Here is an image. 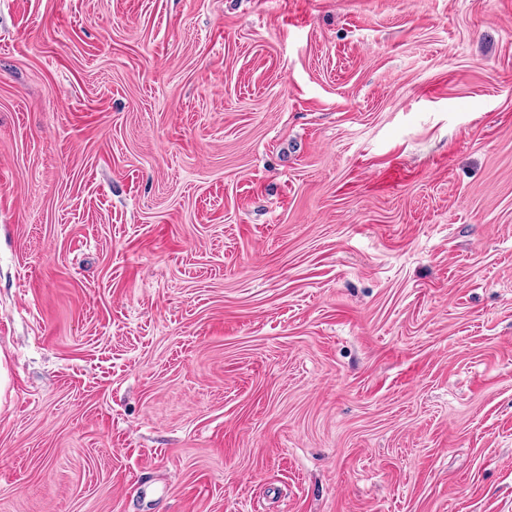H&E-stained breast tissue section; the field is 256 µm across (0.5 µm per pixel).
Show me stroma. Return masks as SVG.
Segmentation results:
<instances>
[{
  "label": "stroma",
  "instance_id": "1",
  "mask_svg": "<svg viewBox=\"0 0 512 512\" xmlns=\"http://www.w3.org/2000/svg\"><path fill=\"white\" fill-rule=\"evenodd\" d=\"M0 512H512V0H0Z\"/></svg>",
  "mask_w": 512,
  "mask_h": 512
}]
</instances>
